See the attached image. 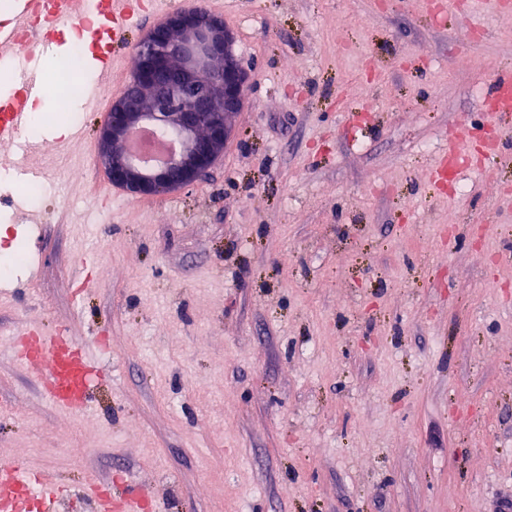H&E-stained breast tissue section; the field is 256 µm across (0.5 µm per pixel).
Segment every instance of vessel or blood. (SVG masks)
Returning <instances> with one entry per match:
<instances>
[{
  "label": "vessel or blood",
  "instance_id": "obj_1",
  "mask_svg": "<svg viewBox=\"0 0 512 512\" xmlns=\"http://www.w3.org/2000/svg\"><path fill=\"white\" fill-rule=\"evenodd\" d=\"M156 0H14L9 14H0V55L10 56L21 34H29L50 50L47 28L59 17L82 14L98 19L107 36L104 46L95 53L100 82L112 79L116 62L114 50L125 42L130 27L152 12ZM15 75L26 93L45 90L38 58L19 60ZM489 104L494 111L512 112V70L498 72L490 89ZM28 125L22 100L0 102V143L16 146L15 167L20 175L41 178V171L23 162L29 146L22 141ZM28 363L50 382L49 401H69L88 408L93 401L97 366L81 353L68 336H33L29 339ZM0 512H65L64 503L53 479L46 473L32 472L7 456L0 457Z\"/></svg>",
  "mask_w": 512,
  "mask_h": 512
}]
</instances>
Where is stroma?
<instances>
[{
	"label": "stroma",
	"instance_id": "stroma-1",
	"mask_svg": "<svg viewBox=\"0 0 512 512\" xmlns=\"http://www.w3.org/2000/svg\"><path fill=\"white\" fill-rule=\"evenodd\" d=\"M174 0L236 36L246 104L209 174L140 197L87 145L0 184V336L66 330L93 406L0 349V455L161 512H497L512 501V8ZM372 111H365L366 101ZM453 183L432 174L459 128ZM43 226L33 237L29 221ZM39 258L38 278L13 263ZM496 282L487 292L486 282ZM489 105L496 112H512V70L498 71L490 89Z\"/></svg>",
	"mask_w": 512,
	"mask_h": 512
}]
</instances>
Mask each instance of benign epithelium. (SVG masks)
Returning <instances> with one entry per match:
<instances>
[{
    "label": "benign epithelium",
    "instance_id": "obj_1",
    "mask_svg": "<svg viewBox=\"0 0 512 512\" xmlns=\"http://www.w3.org/2000/svg\"><path fill=\"white\" fill-rule=\"evenodd\" d=\"M137 65L112 99L98 136V160L112 185L139 196L195 184L224 155L230 118L245 105L249 74L224 19L179 10L139 42ZM150 129L173 143L159 163L134 156L130 135Z\"/></svg>",
    "mask_w": 512,
    "mask_h": 512
}]
</instances>
